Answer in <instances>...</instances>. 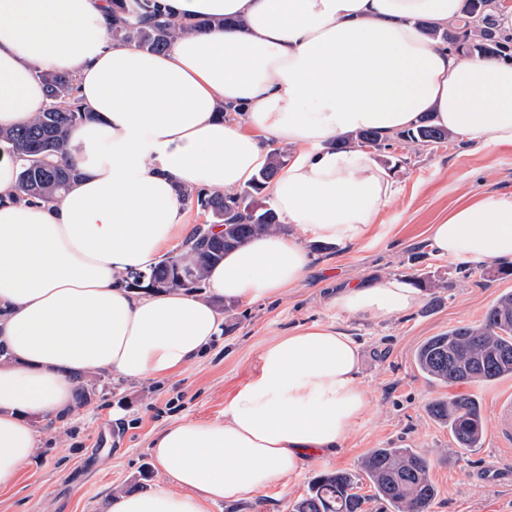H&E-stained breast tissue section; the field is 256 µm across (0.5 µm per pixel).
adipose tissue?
I'll return each instance as SVG.
<instances>
[{
	"label": "adipose tissue",
	"mask_w": 512,
	"mask_h": 512,
	"mask_svg": "<svg viewBox=\"0 0 512 512\" xmlns=\"http://www.w3.org/2000/svg\"><path fill=\"white\" fill-rule=\"evenodd\" d=\"M158 2L216 25L157 54L113 42L107 0H0V127L46 108L40 71L76 75L96 114L67 133L81 175L55 203L13 200L18 166L0 160V489L33 456L35 422L75 411L80 375L170 377L221 335L219 303L281 297L310 274L311 245L370 237L399 188L369 150L333 149L337 137L389 136L429 112L470 146L512 147V60L461 57L421 28L455 24L463 0ZM273 145L292 152L268 193L294 234L227 253L199 293L127 287L190 237L179 189H246ZM427 245L461 265L512 264V193L463 196ZM422 299L389 276L328 303L368 320ZM360 367V342L333 323L274 339L223 420L153 439L163 485L113 494L110 512H210L336 456L369 408Z\"/></svg>",
	"instance_id": "ef3b65f1"
}]
</instances>
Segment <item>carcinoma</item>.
Wrapping results in <instances>:
<instances>
[{"mask_svg":"<svg viewBox=\"0 0 512 512\" xmlns=\"http://www.w3.org/2000/svg\"><path fill=\"white\" fill-rule=\"evenodd\" d=\"M493 0H464V19L459 26L440 29L423 25L426 35L463 56L481 55L512 58V37H505L493 19ZM112 41L161 52L176 38L198 34L210 28L207 20L190 22L165 13L156 0H111ZM48 107L29 123L0 128V141L10 145L19 162L16 197L25 201L50 203L80 175L73 163L61 160L66 150L68 129L95 118L79 99L77 78L73 75L41 73ZM395 139L430 146L451 139L447 130L423 117L418 124ZM389 138L363 130L336 142L343 148H388ZM281 148L269 152L267 165L254 178L250 188L239 192L183 189V200L209 218L208 225H224V233L194 227L191 241L178 254V264L163 259L146 271L131 272L125 283L135 290L201 289L204 273L224 257V252L240 247L257 234L284 229L275 210L263 195L267 185L285 165ZM419 372L428 379L456 385L471 382L493 384L512 377V292L499 296L474 324H463L428 338L415 353ZM429 412L448 427L461 448H475L484 437L485 427L478 401L468 394L451 400H437ZM369 482L376 497L387 502L393 512H430L437 488L430 474L429 461L410 448H374L354 472L336 471L318 476L308 493L297 500L291 512H363L365 498L359 485Z\"/></svg>","mask_w":512,"mask_h":512,"instance_id":"1","label":"carcinoma"}]
</instances>
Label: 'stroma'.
Returning <instances> with one entry per match:
<instances>
[{"instance_id": "stroma-1", "label": "stroma", "mask_w": 512, "mask_h": 512, "mask_svg": "<svg viewBox=\"0 0 512 512\" xmlns=\"http://www.w3.org/2000/svg\"><path fill=\"white\" fill-rule=\"evenodd\" d=\"M375 157L392 172L399 192L366 242L315 251L308 279L281 298L223 309L222 335L174 376L129 381L92 373L87 402L57 425L36 423L37 448L16 484L0 490V512H109L115 492L155 490L163 475L150 454L154 437L175 422L223 419L268 342L304 324L336 321L328 298L337 288L421 274L434 286L416 309L341 322L363 344L370 407L338 454L210 512H291L318 475L356 469L371 449L398 447L430 460L438 490L432 512H512V453L499 451L488 435L479 447H458L428 414L431 402L466 393L492 421V402L512 391V377L493 385H445L425 379L414 362L426 338L478 322L500 295L512 292V273H503L500 263L459 265L434 256L426 242L429 226L446 219L462 194L512 191V148L477 150L454 138L417 148L397 142Z\"/></svg>"}]
</instances>
